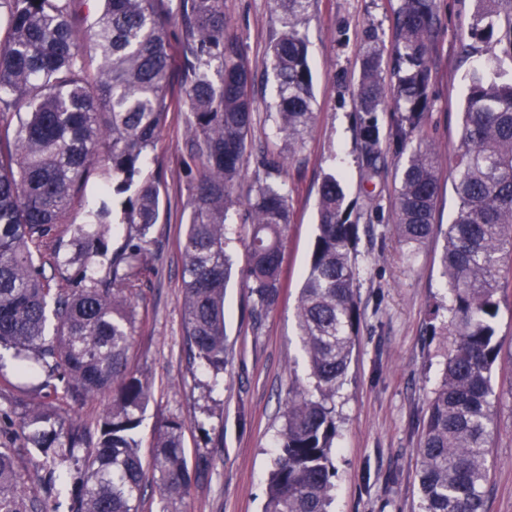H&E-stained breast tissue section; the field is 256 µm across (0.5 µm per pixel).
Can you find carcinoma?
Wrapping results in <instances>:
<instances>
[{"instance_id":"carcinoma-1","label":"carcinoma","mask_w":512,"mask_h":512,"mask_svg":"<svg viewBox=\"0 0 512 512\" xmlns=\"http://www.w3.org/2000/svg\"><path fill=\"white\" fill-rule=\"evenodd\" d=\"M83 0H4L0 42V350L25 377L42 371L43 402L22 428L41 454L37 479L57 472L72 483L67 512H139L147 477L137 431L150 396L128 364L135 332L133 299L149 266L159 223L160 181L143 168L168 113L187 115L186 165L197 172L184 259V339L189 358L218 378L226 365L224 289L233 274L226 251L230 211L254 121L253 71L224 14V0H101L87 30L76 25ZM283 31L265 66L276 81L277 135L296 150L317 121L307 36L300 29L312 0H273ZM179 17L182 83L170 89L173 57L164 19ZM441 30L436 0H399L394 59L367 46L360 58L356 139L366 166L382 156L375 113L385 104V74L395 79V137L407 142L431 109L428 64ZM468 55L485 59L470 75L453 170L457 210L441 256L452 337L442 376L422 419L418 472L423 512H486L493 424L495 319L512 263V0H478ZM99 58L90 73L84 47ZM441 157L420 145L402 166L394 205L401 242L413 251L433 233ZM98 182L96 200L85 191ZM82 210V221L74 220ZM341 181L319 187L318 234L300 291L299 336L313 388L288 393L264 512H329L335 448V399L362 324L356 295L359 218ZM248 262L242 269L256 320L279 303L281 251L291 223L285 185L256 181L245 199ZM123 244L110 250L112 226ZM112 394L97 437L82 423L55 429L64 401L80 406ZM184 423L168 420L153 443L159 512H181L189 488L209 482L206 453L187 458ZM0 512H58L31 491L13 451L0 446Z\"/></svg>"}]
</instances>
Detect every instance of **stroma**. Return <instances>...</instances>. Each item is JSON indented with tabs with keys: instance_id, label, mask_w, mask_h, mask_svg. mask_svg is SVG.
<instances>
[{
	"instance_id": "1",
	"label": "stroma",
	"mask_w": 512,
	"mask_h": 512,
	"mask_svg": "<svg viewBox=\"0 0 512 512\" xmlns=\"http://www.w3.org/2000/svg\"><path fill=\"white\" fill-rule=\"evenodd\" d=\"M442 31L430 56L432 110L411 144L435 146L442 157L435 232L408 252L393 222L395 189L407 149L394 138L396 117L378 112L385 164L366 177L356 147L354 90L358 54L376 37L385 54L394 47L397 0H315L302 28L309 41L313 108L318 122L304 145L275 173L260 159L276 140L271 104L273 76L263 61L282 30L272 0H224L233 32L255 72L256 118L249 135L239 195L272 176L288 189L292 211L283 248L278 305L253 323L254 303L239 274L247 260L249 227L235 224L228 251L237 268L224 296L227 363L224 376L193 364L183 341V258L179 246L191 212V177L182 153L188 129L183 113H170L146 174L161 179V210L150 235L154 270L135 299L136 332L130 365L144 374L151 400L140 427L139 454L151 470L157 430L182 419L187 456L213 458L209 484L191 488L184 512H262L282 412L293 385L311 387L298 338L297 304L308 271L318 222V189L325 174L340 177L360 215L356 248L357 298L362 327L346 380L336 396V477L332 512H421L417 478L422 417L440 376L449 339L433 335L430 312L447 290L440 257L444 233L457 209L452 170L459 145L468 79L481 55L463 56L475 0H437ZM501 345L494 374L495 419L491 437L487 512H512V289L499 296L495 320ZM31 379L12 358L0 361V414L24 410Z\"/></svg>"
}]
</instances>
